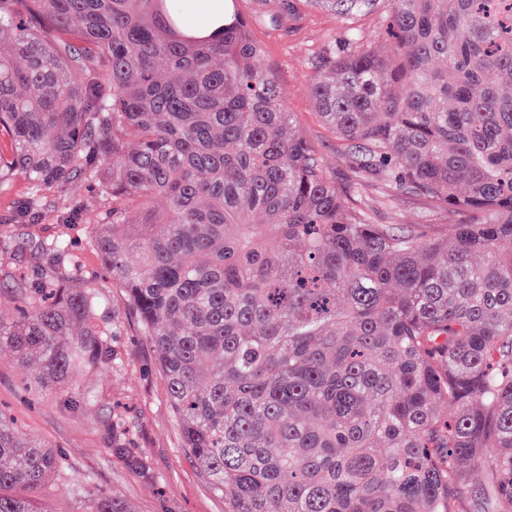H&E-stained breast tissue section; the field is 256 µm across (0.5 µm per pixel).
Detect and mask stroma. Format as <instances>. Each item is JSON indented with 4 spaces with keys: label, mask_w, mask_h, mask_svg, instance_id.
I'll return each mask as SVG.
<instances>
[{
    "label": "stroma",
    "mask_w": 512,
    "mask_h": 512,
    "mask_svg": "<svg viewBox=\"0 0 512 512\" xmlns=\"http://www.w3.org/2000/svg\"><path fill=\"white\" fill-rule=\"evenodd\" d=\"M237 6L261 48L260 67L274 73L282 104L293 115L292 133L312 143L338 191L349 204L364 209L369 223L421 231L468 223L466 213L436 209L409 194L395 198L386 188L354 184L346 144L324 122L312 95L313 79L330 52L346 53L349 35L387 53L381 32L389 15L388 0L342 13L328 0H294L290 12L284 0H237ZM26 190V181L19 177L0 187V288L13 287L29 271L27 241L66 233L78 260L71 285L96 287L103 302L101 323L112 328V347L123 362L117 369L86 370L66 386L37 389L30 383L31 365L18 363L10 348H0V414L65 458L64 475H51L45 483L38 501L42 512H77L86 495L99 490L116 492L129 512H224L223 500L211 493L181 452L151 340L125 309L119 289L91 248L102 201L93 187L78 180L61 193L46 190L43 222L23 224L15 206ZM65 199L82 211L84 222L62 224L60 204ZM83 390L94 391L96 399L74 409L68 395ZM118 442L125 444L129 457L147 462L148 473L115 456L112 446Z\"/></svg>",
    "instance_id": "35a3bbf8"
}]
</instances>
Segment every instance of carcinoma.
Returning a JSON list of instances; mask_svg holds the SVG:
<instances>
[{
  "mask_svg": "<svg viewBox=\"0 0 512 512\" xmlns=\"http://www.w3.org/2000/svg\"><path fill=\"white\" fill-rule=\"evenodd\" d=\"M235 2L196 39L181 0H0L20 218L96 186L91 244L224 512H512V0H390L389 52L351 38L312 83L355 184L476 214L437 236L346 204ZM36 251L51 271L9 296L0 345L50 388L114 360L69 242ZM63 469L0 416V512H39Z\"/></svg>",
  "mask_w": 512,
  "mask_h": 512,
  "instance_id": "1",
  "label": "carcinoma"
}]
</instances>
